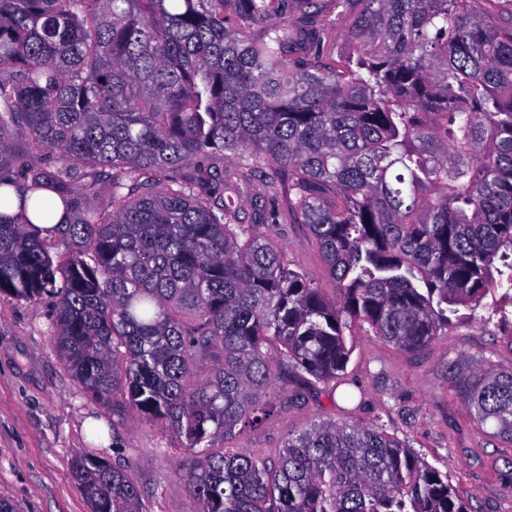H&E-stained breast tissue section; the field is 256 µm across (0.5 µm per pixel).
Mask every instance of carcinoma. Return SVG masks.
Returning a JSON list of instances; mask_svg holds the SVG:
<instances>
[{"label":"carcinoma","mask_w":512,"mask_h":512,"mask_svg":"<svg viewBox=\"0 0 512 512\" xmlns=\"http://www.w3.org/2000/svg\"><path fill=\"white\" fill-rule=\"evenodd\" d=\"M497 0H0V294L53 306L71 376L191 454L197 512H470L406 442L317 421L235 440L271 383L341 384L356 326L407 351L512 306V21ZM47 149L52 161L39 151ZM339 299L256 227L257 178ZM51 192L70 215L54 219ZM492 302L487 303L485 299ZM512 444V372L450 366ZM91 512H148L77 456Z\"/></svg>","instance_id":"obj_1"}]
</instances>
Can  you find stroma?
Returning <instances> with one entry per match:
<instances>
[{"label":"stroma","instance_id":"stroma-1","mask_svg":"<svg viewBox=\"0 0 512 512\" xmlns=\"http://www.w3.org/2000/svg\"><path fill=\"white\" fill-rule=\"evenodd\" d=\"M289 263L298 266L328 299L338 292L321 252L302 224H262ZM48 301L29 303L0 295V504L12 512H90L71 474L76 455L130 467L151 512H196L175 461L164 458L166 439L137 412L120 423L84 393L67 371L48 331ZM351 354L344 381L296 400L274 380L278 409L262 427L234 442L260 457H274L289 434L316 418L380 424L409 439L433 466L448 473L473 512H512V444L478 423L465 402L461 378L448 364L463 360L512 371V307L505 314L477 310L453 322L426 350L405 352L368 328L347 335ZM120 451H113V439Z\"/></svg>","mask_w":512,"mask_h":512}]
</instances>
